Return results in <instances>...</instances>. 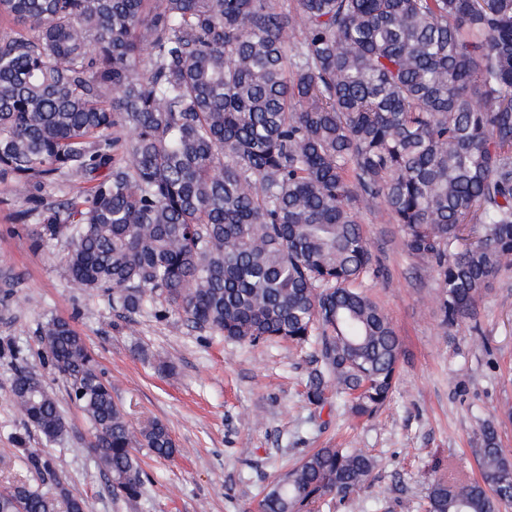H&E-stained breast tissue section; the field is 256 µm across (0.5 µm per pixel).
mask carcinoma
I'll return each mask as SVG.
<instances>
[{
	"mask_svg": "<svg viewBox=\"0 0 512 512\" xmlns=\"http://www.w3.org/2000/svg\"><path fill=\"white\" fill-rule=\"evenodd\" d=\"M0 0V171L29 186L36 244L58 238L73 285L125 314H175L256 346L313 348L305 396L371 418L400 352L361 291L375 272L357 203L402 227L453 327L512 272V0ZM81 174L54 205L42 184ZM39 340L94 426L109 490L141 496L137 448L171 459L169 427L136 426L83 336L50 317ZM15 405L46 443L69 426L37 375ZM481 480L432 482L425 512H500L512 463L480 429ZM359 448H318L258 512H319L365 487ZM83 512L63 486L0 491V512Z\"/></svg>",
	"mask_w": 512,
	"mask_h": 512,
	"instance_id": "carcinoma-1",
	"label": "carcinoma"
}]
</instances>
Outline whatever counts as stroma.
<instances>
[{"instance_id":"obj_1","label":"stroma","mask_w":512,"mask_h":512,"mask_svg":"<svg viewBox=\"0 0 512 512\" xmlns=\"http://www.w3.org/2000/svg\"><path fill=\"white\" fill-rule=\"evenodd\" d=\"M28 187L0 172V488L65 485L85 512H251L273 476L314 448H361L373 455L370 486L322 512H422L431 481L480 480L483 424L512 456V274L480 297L474 318L441 325L432 273L406 251L400 225L361 204L358 219L378 276L362 288L388 315L400 341L398 382L373 418L354 417L336 399L309 407V351L288 343L258 347L189 327L179 316H126L75 288L60 261L66 240L35 245L38 218L19 221ZM69 320L133 423L157 419L179 448L173 459L141 448L146 473L133 502L111 494L89 451L93 426L66 381L45 361L37 328ZM168 361L173 371L162 372ZM35 372L55 396L69 438L47 445L15 407L16 369ZM42 448L48 473L26 463Z\"/></svg>"}]
</instances>
